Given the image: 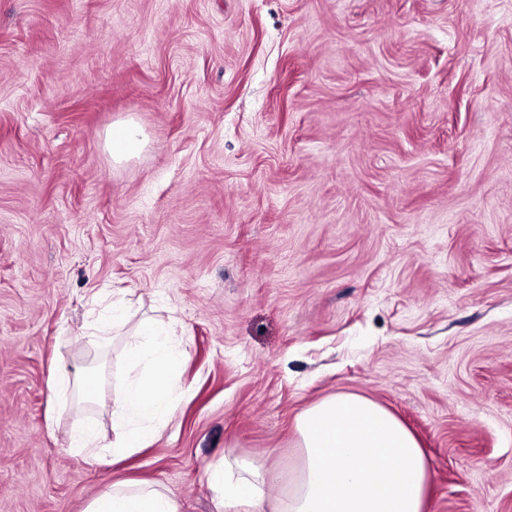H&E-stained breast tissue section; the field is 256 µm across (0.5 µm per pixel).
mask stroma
Segmentation results:
<instances>
[{"instance_id": "1", "label": "stroma", "mask_w": 512, "mask_h": 512, "mask_svg": "<svg viewBox=\"0 0 512 512\" xmlns=\"http://www.w3.org/2000/svg\"><path fill=\"white\" fill-rule=\"evenodd\" d=\"M100 288L186 353L117 464L70 446L130 374ZM90 369L96 403L49 392ZM337 393L415 436L424 512H512V0H0V512L123 480L213 512L208 464L286 486ZM104 141L112 162L121 164L141 152L146 143V135L134 121L126 120L113 124ZM131 307L125 303L112 302V310L107 319H95L87 324L83 335L93 336L101 344H108L111 341L115 330L121 328L130 315Z\"/></svg>"}]
</instances>
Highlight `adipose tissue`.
Listing matches in <instances>:
<instances>
[{
    "mask_svg": "<svg viewBox=\"0 0 512 512\" xmlns=\"http://www.w3.org/2000/svg\"><path fill=\"white\" fill-rule=\"evenodd\" d=\"M144 131L131 120L113 124L105 148L113 163L143 149ZM134 369L112 401V458L147 447L172 418L179 399L175 373L185 353L169 327L144 320L129 334ZM298 467L286 493H268L265 461L225 454L209 464L216 512H422L430 468L415 436L387 409L357 394L308 408L297 424ZM84 512H179L175 499L147 481L113 483Z\"/></svg>",
    "mask_w": 512,
    "mask_h": 512,
    "instance_id": "1",
    "label": "adipose tissue"
}]
</instances>
